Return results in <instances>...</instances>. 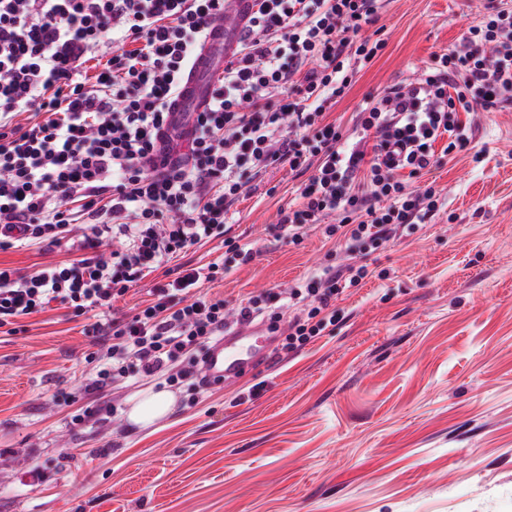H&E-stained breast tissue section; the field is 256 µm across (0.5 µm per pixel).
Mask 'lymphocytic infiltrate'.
Masks as SVG:
<instances>
[{
	"mask_svg": "<svg viewBox=\"0 0 512 512\" xmlns=\"http://www.w3.org/2000/svg\"><path fill=\"white\" fill-rule=\"evenodd\" d=\"M224 2L0 0V250L77 253L26 274L0 267V327L53 302L93 313L85 335L112 342L101 382L180 384L233 323L287 326L292 350L335 327L338 297L361 284L366 266L329 263L235 305L201 293L256 256L228 235L233 203L256 176L286 165L309 177L298 205L278 211L280 240L298 245L318 229L352 251L379 248L437 211L442 192L428 174L472 143L460 113L512 101V8L499 4L411 81L364 102L356 139L344 138L325 111L383 51L385 40L363 34L382 0H253L206 111H169ZM105 48L109 57L86 78ZM22 112L38 122L16 124ZM185 125L190 151L172 158ZM330 214L337 223H325ZM216 239L222 255L182 263ZM157 271L164 279L152 302L116 316L113 302Z\"/></svg>",
	"mask_w": 512,
	"mask_h": 512,
	"instance_id": "1",
	"label": "lymphocytic infiltrate"
}]
</instances>
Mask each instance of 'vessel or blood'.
<instances>
[{
  "instance_id": "obj_1",
  "label": "vessel or blood",
  "mask_w": 512,
  "mask_h": 512,
  "mask_svg": "<svg viewBox=\"0 0 512 512\" xmlns=\"http://www.w3.org/2000/svg\"><path fill=\"white\" fill-rule=\"evenodd\" d=\"M252 13V0H227L224 17L211 28L199 49L190 72L181 83L170 109L174 112L204 111L209 85L203 81L208 71L221 67L238 48L239 33ZM269 340L260 326L240 323L226 330L207 349L202 363L208 383L228 384L239 380L269 354Z\"/></svg>"
}]
</instances>
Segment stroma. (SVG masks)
<instances>
[{
  "mask_svg": "<svg viewBox=\"0 0 512 512\" xmlns=\"http://www.w3.org/2000/svg\"><path fill=\"white\" fill-rule=\"evenodd\" d=\"M489 3L385 0L387 45L327 121L352 134L368 96L415 78ZM472 133L481 162L431 173L444 207L364 257L335 329L294 352L280 328L269 362L235 384L129 379L88 394L109 344L84 335L86 317L53 303L0 332V512H512V103L474 115ZM303 180L271 168L234 203L232 235L260 253L205 293L235 303L324 259L321 232L293 246L271 229ZM73 257L36 245L0 251V265ZM164 388L171 413L129 421L138 394Z\"/></svg>",
  "mask_w": 512,
  "mask_h": 512,
  "instance_id": "35a3bbf8",
  "label": "stroma"
}]
</instances>
